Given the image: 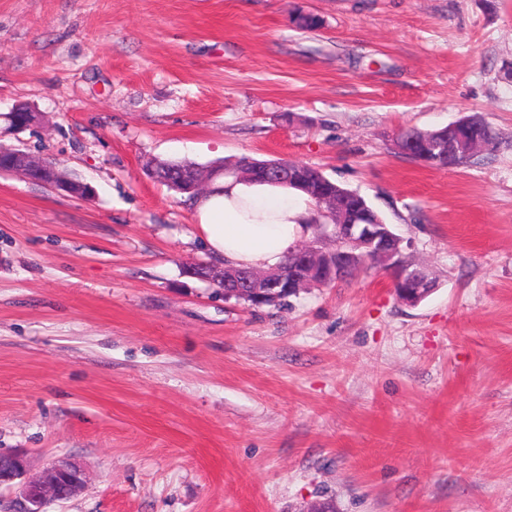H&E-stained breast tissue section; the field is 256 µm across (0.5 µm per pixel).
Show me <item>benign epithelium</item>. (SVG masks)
<instances>
[{"label":"benign epithelium","instance_id":"obj_1","mask_svg":"<svg viewBox=\"0 0 512 512\" xmlns=\"http://www.w3.org/2000/svg\"><path fill=\"white\" fill-rule=\"evenodd\" d=\"M482 122L476 115L448 124V144L455 153L475 155L485 148L479 139L467 133L466 128ZM336 242V263L322 264L320 243L328 238ZM403 239L386 224L325 225L314 233L313 241L298 248L304 275L330 279L343 266L356 265L364 259L378 258L388 271L398 294L409 306L419 304L433 289L427 272L413 268L404 261ZM295 287L294 281L262 279L250 273L231 284L230 294L267 297L278 294L281 288ZM87 483L85 472L75 463L62 458L53 462L39 475H30L29 462L23 452L0 454V487L14 490L6 502L5 512H46L48 505L78 495Z\"/></svg>","mask_w":512,"mask_h":512}]
</instances>
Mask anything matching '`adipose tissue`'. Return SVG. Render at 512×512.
Wrapping results in <instances>:
<instances>
[{"label": "adipose tissue", "mask_w": 512, "mask_h": 512, "mask_svg": "<svg viewBox=\"0 0 512 512\" xmlns=\"http://www.w3.org/2000/svg\"><path fill=\"white\" fill-rule=\"evenodd\" d=\"M202 243L215 258L246 269L277 268L311 233L313 201L285 186L215 178L195 197Z\"/></svg>", "instance_id": "1"}]
</instances>
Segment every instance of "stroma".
Returning <instances> with one entry per match:
<instances>
[{"instance_id": "35a3bbf8", "label": "stroma", "mask_w": 512, "mask_h": 512, "mask_svg": "<svg viewBox=\"0 0 512 512\" xmlns=\"http://www.w3.org/2000/svg\"><path fill=\"white\" fill-rule=\"evenodd\" d=\"M474 113L466 167L394 146ZM1 143L95 190L0 174V451L87 475L48 512H512V0H0ZM244 155L364 195L431 293L184 276L212 258L146 165Z\"/></svg>"}]
</instances>
